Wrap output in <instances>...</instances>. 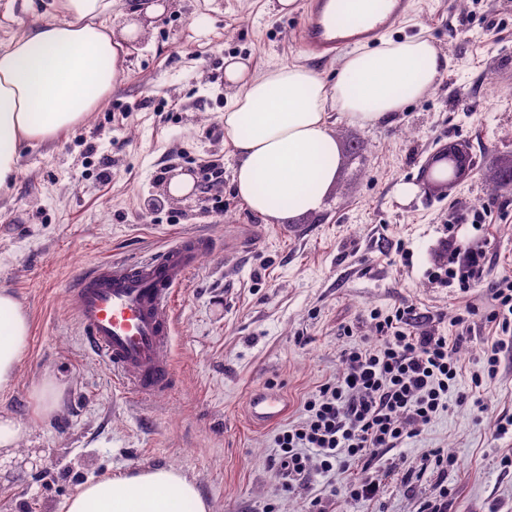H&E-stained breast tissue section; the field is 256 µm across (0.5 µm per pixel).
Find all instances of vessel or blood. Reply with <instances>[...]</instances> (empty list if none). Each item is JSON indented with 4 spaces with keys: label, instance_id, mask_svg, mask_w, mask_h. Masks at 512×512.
<instances>
[{
    "label": "vessel or blood",
    "instance_id": "vessel-or-blood-1",
    "mask_svg": "<svg viewBox=\"0 0 512 512\" xmlns=\"http://www.w3.org/2000/svg\"><path fill=\"white\" fill-rule=\"evenodd\" d=\"M388 3L386 12L353 26L333 21L334 0H315L300 42L321 56L372 42L408 7V0ZM213 246L208 236L179 234L148 255L112 258L77 273L72 303L82 334L88 348L109 363L115 384L124 392L158 398L172 390L176 292ZM286 411L278 391L259 389L249 397V417L255 424H273Z\"/></svg>",
    "mask_w": 512,
    "mask_h": 512
}]
</instances>
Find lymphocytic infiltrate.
<instances>
[{
    "mask_svg": "<svg viewBox=\"0 0 512 512\" xmlns=\"http://www.w3.org/2000/svg\"><path fill=\"white\" fill-rule=\"evenodd\" d=\"M492 288L496 307L488 320L504 336L512 332V276L502 275ZM370 317L373 336L342 351L344 372L305 399L302 422L276 436L270 466L286 492L307 493L315 476L337 474L342 481L335 491L345 499L379 498L372 465L449 406L461 366L447 337L412 334L417 313L409 306L391 314L375 309ZM503 336L485 344L483 370L472 375V388L497 374Z\"/></svg>",
    "mask_w": 512,
    "mask_h": 512,
    "instance_id": "obj_1",
    "label": "lymphocytic infiltrate"
}]
</instances>
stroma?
Wrapping results in <instances>:
<instances>
[{
  "mask_svg": "<svg viewBox=\"0 0 512 512\" xmlns=\"http://www.w3.org/2000/svg\"><path fill=\"white\" fill-rule=\"evenodd\" d=\"M309 0L287 16L273 0H173L129 48L125 70L95 112L54 140L22 153L20 177L0 189V289L30 319V343L0 413L29 425L17 449L0 451V512H60L87 480L127 469L172 466L196 481L212 512H416L438 490L421 472L432 448L454 455L452 512H512V347L498 374L476 391L487 411L454 404L394 449L418 476L404 480L380 463V500L346 501L315 479L308 495L284 492L268 461L280 430L303 417V402L343 372L340 354L373 334L371 309L415 306L418 330L455 339L462 388L483 366L485 342L500 331L486 319L491 283L512 274V191L495 189L512 163V0H409L395 38L426 33L450 66L428 95L390 124L337 123L340 166L321 213L267 224L231 192L234 161L213 128L228 92L224 62L308 65L330 78L337 58L300 50ZM211 18L208 33L192 26ZM494 100H486V89ZM456 144L475 165L445 188H426L433 156ZM108 180H101L100 172ZM193 192L171 200V176ZM417 186L399 201L397 188ZM486 210L481 224L457 213ZM176 233L215 240L179 290L173 342L176 384L159 399L115 386L110 367L85 344L71 305L78 270L135 258ZM257 243L241 247L248 234ZM482 252L485 281L467 290L436 279L450 250ZM465 323L455 317L464 307ZM58 385L56 411L33 415L34 386ZM259 387L280 390L288 413L254 427L246 401Z\"/></svg>",
  "mask_w": 512,
  "mask_h": 512,
  "instance_id": "1",
  "label": "stroma"
}]
</instances>
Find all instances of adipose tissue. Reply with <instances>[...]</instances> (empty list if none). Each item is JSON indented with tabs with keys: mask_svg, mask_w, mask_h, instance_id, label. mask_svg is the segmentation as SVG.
Instances as JSON below:
<instances>
[{
	"mask_svg": "<svg viewBox=\"0 0 512 512\" xmlns=\"http://www.w3.org/2000/svg\"><path fill=\"white\" fill-rule=\"evenodd\" d=\"M55 0L19 36L0 39V188L19 172L24 143L44 142L93 112L118 77V50L156 18L161 0ZM448 67L426 36L385 39L343 55L334 81L297 63L250 71L230 61L224 79L233 93L224 107V146L234 160L232 187L240 203L268 224L318 213L334 185L340 154L335 126L394 120L430 92ZM30 324L15 296L0 289V393L17 383ZM62 512H211L196 482L172 467L146 468L86 482Z\"/></svg>",
	"mask_w": 512,
	"mask_h": 512,
	"instance_id": "ef3b65f1",
	"label": "adipose tissue"
}]
</instances>
